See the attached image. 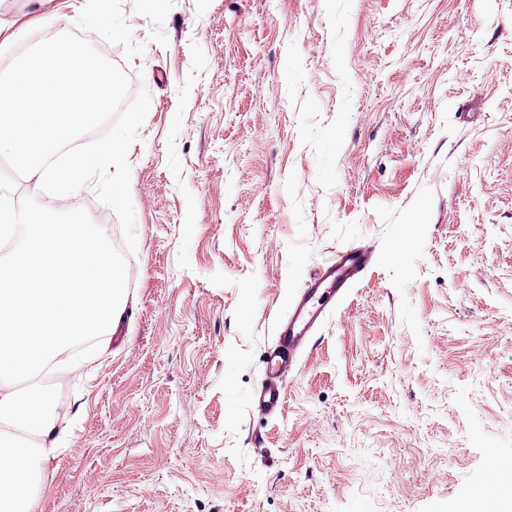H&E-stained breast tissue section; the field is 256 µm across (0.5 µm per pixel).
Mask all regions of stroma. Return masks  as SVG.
I'll return each mask as SVG.
<instances>
[{"label": "stroma", "instance_id": "obj_1", "mask_svg": "<svg viewBox=\"0 0 512 512\" xmlns=\"http://www.w3.org/2000/svg\"><path fill=\"white\" fill-rule=\"evenodd\" d=\"M85 0H0L26 41ZM150 107L123 319L56 383L35 512H451L512 491V0H104ZM373 262L288 379L276 321ZM372 264V252L362 246L336 251L335 262L312 273L288 315L278 321L274 345L265 353L266 377L252 395V411L261 417L282 415L286 382L327 314L343 300Z\"/></svg>", "mask_w": 512, "mask_h": 512}]
</instances>
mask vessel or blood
Masks as SVG:
<instances>
[{
    "label": "vessel or blood",
    "instance_id": "b4317fda",
    "mask_svg": "<svg viewBox=\"0 0 512 512\" xmlns=\"http://www.w3.org/2000/svg\"><path fill=\"white\" fill-rule=\"evenodd\" d=\"M372 263L368 248L358 246L337 250L332 265L312 273L286 317L279 320L276 340L265 355L266 377L252 395L251 407L262 417L283 414L286 382L298 368L300 358L325 321Z\"/></svg>",
    "mask_w": 512,
    "mask_h": 512
}]
</instances>
